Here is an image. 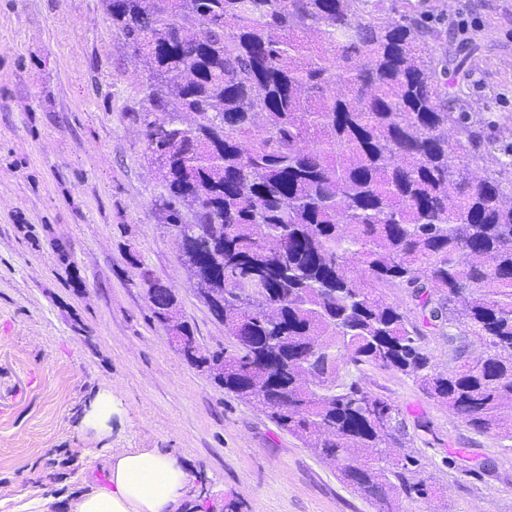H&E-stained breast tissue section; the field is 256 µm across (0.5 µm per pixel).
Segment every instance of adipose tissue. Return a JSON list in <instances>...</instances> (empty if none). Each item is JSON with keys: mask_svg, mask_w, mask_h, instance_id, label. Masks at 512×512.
Listing matches in <instances>:
<instances>
[{"mask_svg": "<svg viewBox=\"0 0 512 512\" xmlns=\"http://www.w3.org/2000/svg\"><path fill=\"white\" fill-rule=\"evenodd\" d=\"M104 480L88 477L87 490L69 499L67 512H199L192 476L164 448H101Z\"/></svg>", "mask_w": 512, "mask_h": 512, "instance_id": "adipose-tissue-1", "label": "adipose tissue"}]
</instances>
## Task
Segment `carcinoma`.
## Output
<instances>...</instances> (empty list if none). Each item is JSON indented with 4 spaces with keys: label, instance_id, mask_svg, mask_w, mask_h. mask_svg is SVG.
Wrapping results in <instances>:
<instances>
[{
    "label": "carcinoma",
    "instance_id": "cac0c4a2",
    "mask_svg": "<svg viewBox=\"0 0 512 512\" xmlns=\"http://www.w3.org/2000/svg\"><path fill=\"white\" fill-rule=\"evenodd\" d=\"M145 59L144 136L183 262L223 302L230 352L197 344L168 292L155 320L195 368L334 462L378 512L425 497L419 459L387 458L399 409L353 364L401 373L480 435L512 441V143L464 110L458 54L431 15L366 0H106ZM160 114L148 120L150 114ZM484 163L481 182L472 166ZM360 267L359 278L349 275ZM402 288L448 344L431 365ZM485 359L466 358L470 339Z\"/></svg>",
    "mask_w": 512,
    "mask_h": 512
}]
</instances>
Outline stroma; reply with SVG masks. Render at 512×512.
I'll return each instance as SVG.
<instances>
[{
	"label": "stroma",
	"mask_w": 512,
	"mask_h": 512,
	"mask_svg": "<svg viewBox=\"0 0 512 512\" xmlns=\"http://www.w3.org/2000/svg\"><path fill=\"white\" fill-rule=\"evenodd\" d=\"M469 53L461 97L512 143V0H410ZM104 0H0V499L64 497L111 448H167L194 476L205 512H376L260 407L191 366L153 321L137 256L176 295L205 349L229 347L196 296L175 231L161 223L139 82ZM399 409L433 478L402 512H512V447L476 434L405 375L347 366ZM121 401L107 441L82 429L100 391ZM87 456H80V449ZM489 470L473 471L479 462Z\"/></svg>",
	"instance_id": "stroma-1"
}]
</instances>
